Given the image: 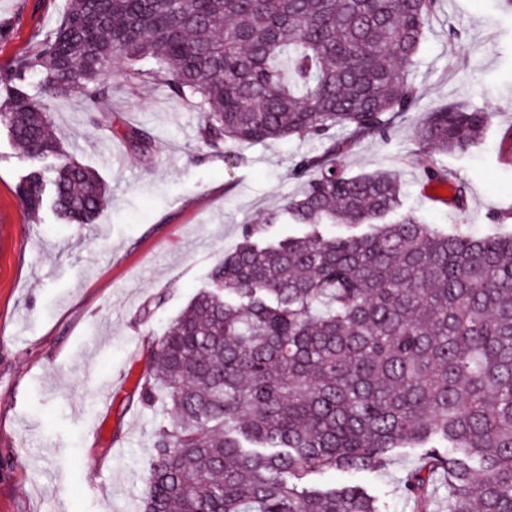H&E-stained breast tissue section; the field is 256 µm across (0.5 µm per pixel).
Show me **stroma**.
<instances>
[{
	"label": "stroma",
	"mask_w": 512,
	"mask_h": 512,
	"mask_svg": "<svg viewBox=\"0 0 512 512\" xmlns=\"http://www.w3.org/2000/svg\"><path fill=\"white\" fill-rule=\"evenodd\" d=\"M68 0H0V72L34 55L58 28ZM460 38L452 42L449 31ZM420 109L397 116L387 138L364 139L348 174L395 170L405 208L427 223L474 235L512 234L492 213L512 205V13L499 0H438L413 67ZM458 103L493 112L482 142L435 154L465 207L428 195L416 160L425 106ZM55 127L75 160L97 170L112 201L92 224H64L51 209L26 210L25 176L38 168L0 122V512H138L151 435L161 408L140 404L142 348L208 283L245 225L263 223L300 193L293 168L318 140L243 144L236 165L195 137L200 114L170 98L152 71L117 85L112 124L153 138L150 152L105 140L79 96L52 103ZM164 301L147 321L138 315ZM416 453L374 474L327 472L313 484L352 481L386 512H412L396 493Z\"/></svg>",
	"instance_id": "stroma-1"
}]
</instances>
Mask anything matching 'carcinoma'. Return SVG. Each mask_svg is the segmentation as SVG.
Masks as SVG:
<instances>
[{
    "label": "carcinoma",
    "instance_id": "carcinoma-1",
    "mask_svg": "<svg viewBox=\"0 0 512 512\" xmlns=\"http://www.w3.org/2000/svg\"><path fill=\"white\" fill-rule=\"evenodd\" d=\"M437 0H69L54 35L0 76L5 122L33 158L21 186L28 210L50 205L90 224L112 200L94 169L51 132L48 100L80 95L105 132L113 81L141 64L201 114L196 139L237 144L317 139L295 174L307 177L263 224L247 225L200 289L147 341L137 382L152 432L140 512H384L357 484L298 481L325 470L380 472L400 448H421L399 491L433 512H512V236L474 237L403 213L399 175H348L359 142L384 139L417 109L411 66ZM39 77L41 95L24 90ZM493 113L457 104L427 110L417 160L448 182L431 153H462ZM350 131L336 137L337 129ZM141 151L150 133H119ZM286 216L307 231L263 243ZM325 224H374L327 235Z\"/></svg>",
    "mask_w": 512,
    "mask_h": 512
}]
</instances>
